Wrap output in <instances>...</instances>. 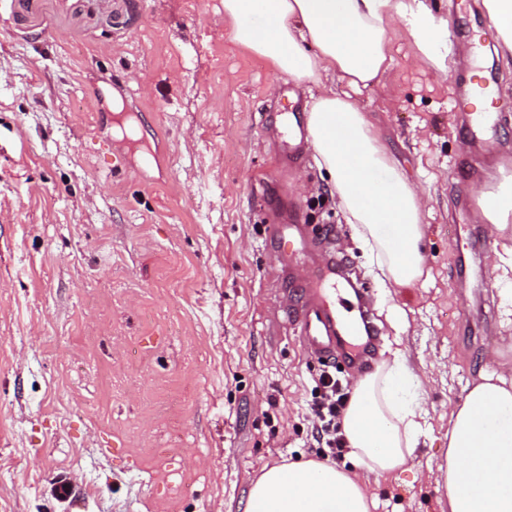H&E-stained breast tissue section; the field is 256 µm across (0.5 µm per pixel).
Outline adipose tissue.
Instances as JSON below:
<instances>
[{
  "mask_svg": "<svg viewBox=\"0 0 512 512\" xmlns=\"http://www.w3.org/2000/svg\"><path fill=\"white\" fill-rule=\"evenodd\" d=\"M232 40L280 75L319 88L307 142L347 216L369 246L383 288L413 285L424 273L423 197L396 170L371 123L350 96L380 83L391 65L386 25L409 32L418 61L446 69L448 24L425 0H224ZM345 85L347 93L336 90ZM494 239L512 236V184L481 196ZM393 225L396 236L379 235ZM420 377L402 354L358 380L343 419L355 470L320 461L265 469L245 512H371L363 474L388 475L417 443ZM448 512H512V368L483 377L450 413L448 451L438 467Z\"/></svg>",
  "mask_w": 512,
  "mask_h": 512,
  "instance_id": "ef3b65f1",
  "label": "adipose tissue"
}]
</instances>
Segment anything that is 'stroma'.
<instances>
[{
    "mask_svg": "<svg viewBox=\"0 0 512 512\" xmlns=\"http://www.w3.org/2000/svg\"><path fill=\"white\" fill-rule=\"evenodd\" d=\"M425 2L468 23L451 75L392 24L388 75L351 93L426 199L427 274L386 295L312 148L288 161L310 91L231 40L224 0H0V512H245L263 469L319 458L325 365L279 310L312 259L271 224L336 235L371 291L369 365L400 351L424 383L417 447L364 477L372 512H448L450 412L512 366L472 191L512 176V57L478 0ZM474 35L504 106L478 139L453 109Z\"/></svg>",
    "mask_w": 512,
    "mask_h": 512,
    "instance_id": "35a3bbf8",
    "label": "stroma"
}]
</instances>
